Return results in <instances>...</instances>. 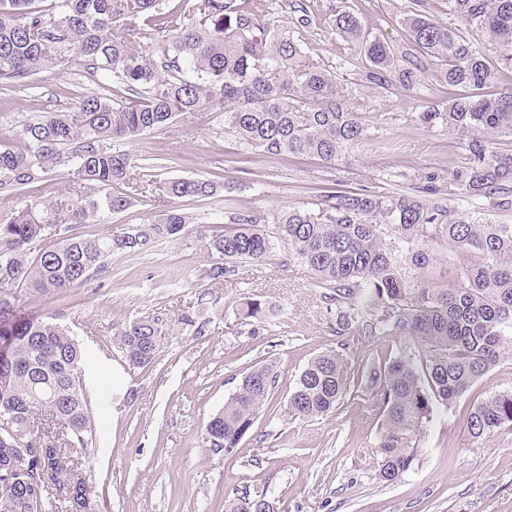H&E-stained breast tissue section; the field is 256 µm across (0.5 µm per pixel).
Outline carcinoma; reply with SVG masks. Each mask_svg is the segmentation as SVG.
I'll return each mask as SVG.
<instances>
[{"mask_svg":"<svg viewBox=\"0 0 512 512\" xmlns=\"http://www.w3.org/2000/svg\"><path fill=\"white\" fill-rule=\"evenodd\" d=\"M448 11L476 23L512 65V0H448ZM436 80L466 88L464 97L419 113L464 137L466 166L453 174L460 197L487 200L512 211V154L489 150L488 138L512 135V89L482 92L492 79L482 53L454 29L418 13L400 20ZM336 31L361 46L380 88L396 80L409 89L417 74L393 69L390 45L365 31L358 18L340 12ZM79 61L94 79L118 86L120 96L88 95L69 112H49L23 124L22 145H0V186L31 188L58 164L91 183L101 196L72 202L69 218L54 224L53 243L34 250L50 225L48 208L33 202L0 219V286L21 283L38 292L61 293L102 272L114 253L146 250L160 239H178L194 218L177 210L150 216L118 235L97 238L78 232L99 211L122 212L124 192L145 159L107 146L132 141L170 126L174 118L219 103L224 134L271 155H305L336 161L368 136L358 112L336 92L329 71L309 62L300 39L287 28L258 21L236 0H0V80L20 84ZM163 191L175 197H211L217 181L173 178ZM221 236L198 235L200 247L224 257L214 280L238 274V264L261 263L277 245L305 263L325 289L327 311L342 332L405 338L397 355L371 366L369 383L382 423L377 448L378 480L403 478L422 454L424 428L435 406H452L482 375L512 354V224H493L477 210H453L408 194L327 191L321 207H292L267 216L236 213ZM468 257L441 286L424 281L435 262L430 245ZM253 332L266 328L265 304L240 305ZM116 335L134 367L152 363L159 349L155 322L144 317ZM85 354L67 331L37 317H18L0 300V368L12 371L0 390V423L13 432L0 437V489L11 490L9 512H49L52 501L32 498L37 482L57 486L69 512H93L85 479L68 448L92 442L86 386L80 381ZM277 364L253 367L206 425L211 446L232 452L252 431L278 385ZM351 385L343 354L331 349L300 373L284 408L292 420L310 421L338 408ZM40 413L64 431L40 455L26 429ZM470 437L480 440L512 425V391L475 403L465 414ZM224 512H275L264 491L247 487L225 499Z\"/></svg>","mask_w":512,"mask_h":512,"instance_id":"obj_1","label":"carcinoma"}]
</instances>
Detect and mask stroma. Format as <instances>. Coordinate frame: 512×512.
Masks as SVG:
<instances>
[{
  "mask_svg": "<svg viewBox=\"0 0 512 512\" xmlns=\"http://www.w3.org/2000/svg\"><path fill=\"white\" fill-rule=\"evenodd\" d=\"M258 17L296 31L307 61L334 75L346 104L361 113L367 138L341 159L269 155L224 134V112L214 105L176 116L163 131L126 143L150 158V176H137L129 209L101 213L81 225L101 237L143 223L162 210L191 215L197 227L182 238L160 240L148 250L116 253L108 273L63 293L22 286L0 287V297L22 313L67 329L88 356L86 387L95 433L73 458L98 512H224L237 488L267 489L278 512H512V426L482 440L462 420L469 405L512 389V355L482 376L451 409H439L423 437V455L397 483L375 477L380 427L364 373L373 361L396 352L388 336L339 334L312 274L287 248L262 264L244 263L229 281L210 278L218 255L201 250L198 230L223 234L232 213H274L316 207L325 191L455 197L452 175L464 167L460 136L427 127L420 112L452 92L433 76L413 89H382L367 79L358 45L341 37L334 16L347 11L385 39L397 68L418 57L399 20L417 9L458 29L478 46L494 78V95L512 87V67L487 35L449 14L448 0H246ZM33 87L0 83V143L17 144L27 119L65 112L88 94L114 97L110 82L92 80L78 63L33 78ZM219 178L209 198L160 194L172 178ZM68 176L66 166L23 190L0 189V218L32 201L46 206L95 194ZM255 298L282 310V324L251 335L237 308ZM147 317L161 332L154 361L135 368L117 344L123 324ZM328 349L340 351L354 371L349 394L333 413L311 421L286 419L283 405L307 363ZM277 358L278 388L254 428L233 452L213 450L205 426L257 363Z\"/></svg>",
  "mask_w": 512,
  "mask_h": 512,
  "instance_id": "1",
  "label": "stroma"
}]
</instances>
